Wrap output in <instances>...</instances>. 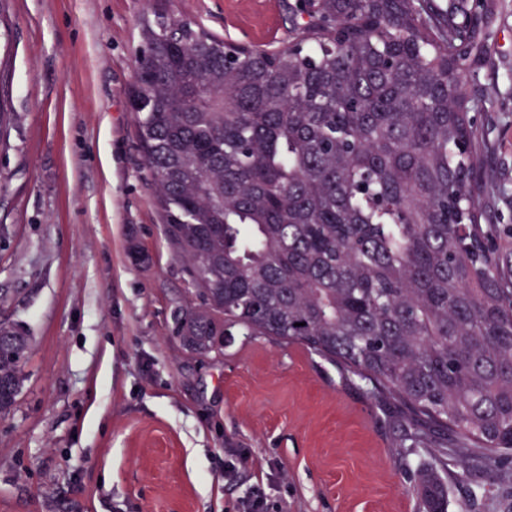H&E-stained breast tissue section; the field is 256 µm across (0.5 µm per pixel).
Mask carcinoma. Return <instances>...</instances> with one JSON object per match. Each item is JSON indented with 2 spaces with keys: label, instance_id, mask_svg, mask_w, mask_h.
Instances as JSON below:
<instances>
[{
  "label": "carcinoma",
  "instance_id": "1",
  "mask_svg": "<svg viewBox=\"0 0 512 512\" xmlns=\"http://www.w3.org/2000/svg\"><path fill=\"white\" fill-rule=\"evenodd\" d=\"M307 0L276 50L233 55L164 0L139 22L135 107L163 230L200 304L183 345L228 329L297 343L401 409L418 512H448V462L512 487V255L471 74L494 4ZM31 336L0 321V413Z\"/></svg>",
  "mask_w": 512,
  "mask_h": 512
}]
</instances>
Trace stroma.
<instances>
[{"label": "stroma", "instance_id": "obj_1", "mask_svg": "<svg viewBox=\"0 0 512 512\" xmlns=\"http://www.w3.org/2000/svg\"><path fill=\"white\" fill-rule=\"evenodd\" d=\"M294 0H174L208 33L287 40ZM473 84L498 186L486 221L512 224V0H494ZM145 0H0V319L32 348L0 415V512H415L417 456L398 459L393 410L297 344L225 337L201 356L173 332L195 304L143 167L128 92ZM234 463L228 480L224 467ZM448 512H512L475 478Z\"/></svg>", "mask_w": 512, "mask_h": 512}]
</instances>
